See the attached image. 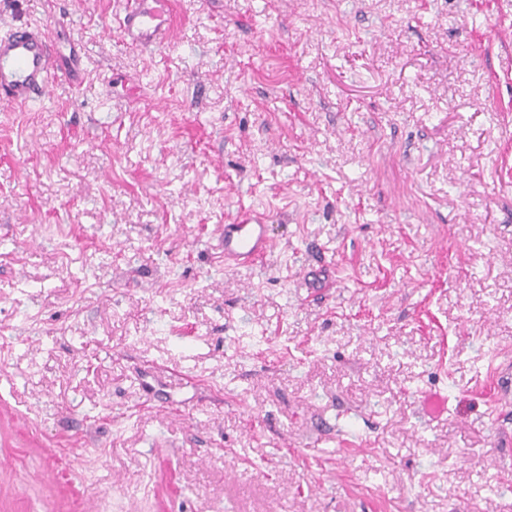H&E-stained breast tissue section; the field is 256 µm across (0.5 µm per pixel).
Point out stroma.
<instances>
[{
    "instance_id": "1",
    "label": "stroma",
    "mask_w": 512,
    "mask_h": 512,
    "mask_svg": "<svg viewBox=\"0 0 512 512\" xmlns=\"http://www.w3.org/2000/svg\"><path fill=\"white\" fill-rule=\"evenodd\" d=\"M122 7L0 0L82 56L0 106V512H512V0ZM174 22L172 0H127L119 30L133 48H159L171 40ZM224 264L251 268L267 259L274 248L269 220L260 213L243 210L224 226Z\"/></svg>"
}]
</instances>
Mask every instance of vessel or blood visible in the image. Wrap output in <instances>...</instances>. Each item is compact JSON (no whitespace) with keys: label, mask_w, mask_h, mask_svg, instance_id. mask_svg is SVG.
<instances>
[{"label":"vessel or blood","mask_w":512,"mask_h":512,"mask_svg":"<svg viewBox=\"0 0 512 512\" xmlns=\"http://www.w3.org/2000/svg\"><path fill=\"white\" fill-rule=\"evenodd\" d=\"M125 42L136 49L168 44L174 30L173 0H126L119 20ZM77 53L61 56L51 31L26 21L0 32V103L21 109L47 96L62 73H74ZM224 260L250 268L267 259L274 248L269 220L244 210L224 226Z\"/></svg>","instance_id":"vessel-or-blood-1"}]
</instances>
